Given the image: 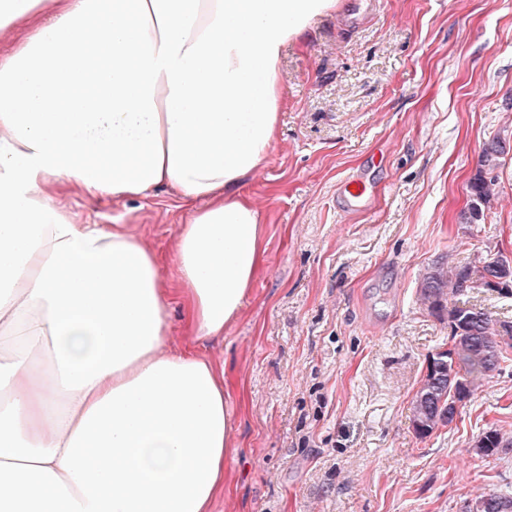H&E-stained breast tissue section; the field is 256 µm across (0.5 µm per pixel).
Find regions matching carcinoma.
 <instances>
[{"instance_id":"cac0c4a2","label":"carcinoma","mask_w":512,"mask_h":512,"mask_svg":"<svg viewBox=\"0 0 512 512\" xmlns=\"http://www.w3.org/2000/svg\"><path fill=\"white\" fill-rule=\"evenodd\" d=\"M506 139L507 134L502 133L484 145L482 166L496 169L501 165ZM496 186L494 177L480 174L474 178L469 186L470 204L461 213V223L476 224L481 220L482 207L495 195ZM487 270L484 260L457 266L450 272L441 265L434 268L421 284V298L428 310L435 314L448 311L451 329V346L443 352L450 360V374L435 377L426 373L422 387L414 397L411 421L415 433L421 437L437 429V422L433 421L437 414L454 410L470 398L489 373L512 362L511 324L492 319L487 310L475 305L450 308L445 305L448 279H453L455 289L463 292L474 288V283L484 278ZM482 436L488 441L484 449L487 456L501 448H512V439L504 438L496 429L490 428Z\"/></svg>"}]
</instances>
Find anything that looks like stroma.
<instances>
[{
    "label": "stroma",
    "mask_w": 512,
    "mask_h": 512,
    "mask_svg": "<svg viewBox=\"0 0 512 512\" xmlns=\"http://www.w3.org/2000/svg\"><path fill=\"white\" fill-rule=\"evenodd\" d=\"M365 7L338 0L282 52L279 134L241 186L264 240L247 306L220 337L191 334L184 306L171 311L175 345L219 359L237 420L240 451L212 512H470L512 496V450L475 448L491 426L512 437V365L428 437L410 409L451 336L420 301L423 276L512 251V153L483 221H458L484 143L512 130V0ZM350 175L373 194L343 209ZM46 190L77 223L137 235L178 294L172 249L194 208L175 187Z\"/></svg>",
    "instance_id": "1"
}]
</instances>
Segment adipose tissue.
<instances>
[{
  "instance_id": "adipose-tissue-1",
  "label": "adipose tissue",
  "mask_w": 512,
  "mask_h": 512,
  "mask_svg": "<svg viewBox=\"0 0 512 512\" xmlns=\"http://www.w3.org/2000/svg\"><path fill=\"white\" fill-rule=\"evenodd\" d=\"M336 3L59 0L0 59V512H210L239 448L223 372L172 344L141 239L45 187H176L189 325L223 335L262 258L241 182L277 137L281 52Z\"/></svg>"
}]
</instances>
